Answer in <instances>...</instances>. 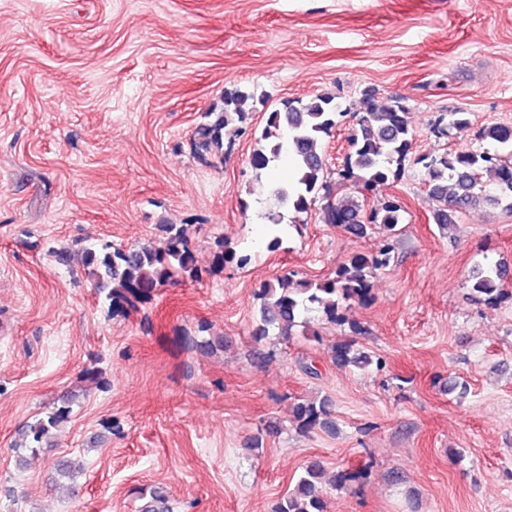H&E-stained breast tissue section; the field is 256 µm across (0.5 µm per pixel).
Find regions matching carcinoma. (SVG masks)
Masks as SVG:
<instances>
[{
  "label": "carcinoma",
  "mask_w": 512,
  "mask_h": 512,
  "mask_svg": "<svg viewBox=\"0 0 512 512\" xmlns=\"http://www.w3.org/2000/svg\"><path fill=\"white\" fill-rule=\"evenodd\" d=\"M360 104L358 129L349 138L344 164L334 178L325 162L324 139L346 115L335 97L317 94L307 99L287 100L282 108L268 114L258 140L254 166L275 169L282 158L291 160L292 178L278 185L277 198L288 202L298 215L309 213L318 203L325 223L338 224L358 238L378 230L386 235L376 251L350 256L336 267L334 276L323 281H297L287 275L263 283L256 293L259 319L252 331L257 343L268 336H279L287 342L298 336L309 341L318 339L319 332L310 325L313 312L330 324L346 325L350 332H358L359 326L348 321L345 303L368 302L374 272L390 263L393 237L397 227L404 223L402 205L393 199L367 212L357 199L337 196V190L350 184L363 191L401 178L412 144L408 108L399 99L379 100L372 87L360 91ZM254 105L256 99L251 88L237 86L224 90V108L205 113L206 121L195 130L192 148L196 157L204 163L223 157L224 150L231 149L235 138L245 132L249 107ZM470 126V113L459 110L450 113L449 126L437 127L436 133L446 136L450 127L464 131ZM488 144L497 150L490 152L486 148ZM417 163L424 169L434 223L442 227L454 224L460 213L479 207H501L512 212L511 124L486 125L471 146L424 156ZM158 231L156 239L136 248L86 241L73 253L109 311L135 310L153 291L172 281L199 280L201 270L184 230L175 224H160ZM73 254L55 252L57 260L66 264ZM249 260V256L237 254L227 247L224 238L218 237L213 242L210 271L221 272L224 265L233 262L244 266ZM508 276L509 270L501 264L478 269L472 275V290L485 301L495 302L506 295L504 283ZM198 331L206 337L193 341V346L210 352L224 348V337L209 334V328L203 324ZM331 360L340 367L383 366L381 358L373 359L359 351L354 341L346 337L332 345ZM332 407L326 397L299 398L293 403L291 414L302 430L318 427L332 432L336 430ZM69 414V407L63 406L21 430L16 450L19 465L27 464L22 451L48 442L53 430ZM83 472L82 462L64 458L55 465L54 480L72 485ZM361 475V469L348 468L336 471L328 480L323 462L311 459L304 464L295 484L288 488L274 512H326L323 485L329 482L336 488H345Z\"/></svg>",
  "instance_id": "cac0c4a2"
}]
</instances>
